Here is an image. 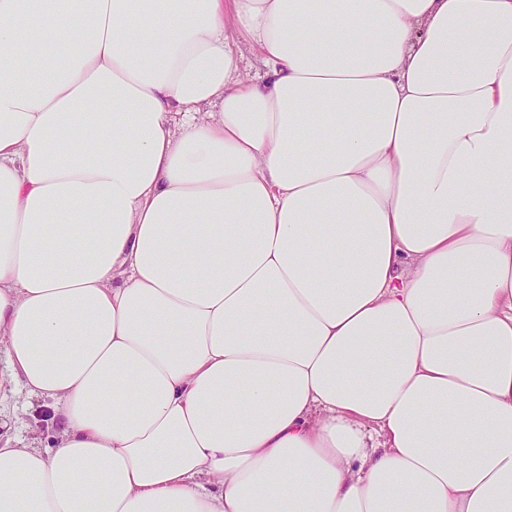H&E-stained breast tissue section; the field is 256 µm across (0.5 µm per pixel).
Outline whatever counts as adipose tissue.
I'll list each match as a JSON object with an SVG mask.
<instances>
[{
    "label": "adipose tissue",
    "instance_id": "ef3b65f1",
    "mask_svg": "<svg viewBox=\"0 0 512 512\" xmlns=\"http://www.w3.org/2000/svg\"><path fill=\"white\" fill-rule=\"evenodd\" d=\"M0 351V512H512V0H0ZM240 40V50L235 59L239 72L246 78H257L259 75H263L265 68L258 60L255 49L245 38H240ZM60 426L50 407L41 399L29 398L17 388L0 404L1 446L44 448L58 438Z\"/></svg>",
    "mask_w": 512,
    "mask_h": 512
}]
</instances>
